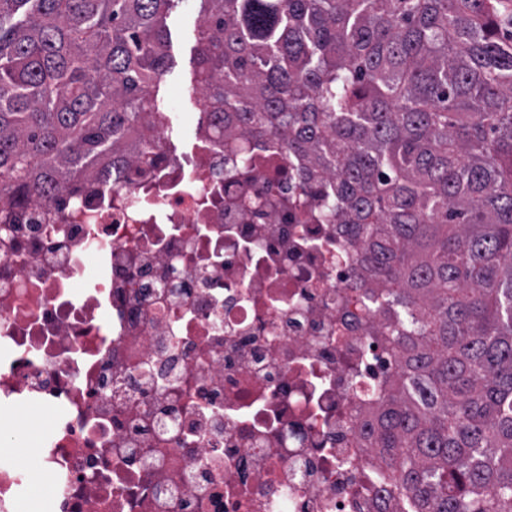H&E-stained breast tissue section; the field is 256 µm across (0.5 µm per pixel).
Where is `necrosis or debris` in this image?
<instances>
[{
    "instance_id": "necrosis-or-debris-1",
    "label": "necrosis or debris",
    "mask_w": 512,
    "mask_h": 512,
    "mask_svg": "<svg viewBox=\"0 0 512 512\" xmlns=\"http://www.w3.org/2000/svg\"><path fill=\"white\" fill-rule=\"evenodd\" d=\"M157 136L133 188L0 225V512L36 473L35 512H382L362 428L397 364L345 225L272 143ZM31 407L46 435L11 460Z\"/></svg>"
}]
</instances>
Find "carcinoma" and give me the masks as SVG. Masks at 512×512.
Wrapping results in <instances>:
<instances>
[{
  "instance_id": "1",
  "label": "carcinoma",
  "mask_w": 512,
  "mask_h": 512,
  "mask_svg": "<svg viewBox=\"0 0 512 512\" xmlns=\"http://www.w3.org/2000/svg\"><path fill=\"white\" fill-rule=\"evenodd\" d=\"M176 0H0V210L154 163ZM208 111L274 140L384 291L365 433L407 512H512V0H205Z\"/></svg>"
}]
</instances>
